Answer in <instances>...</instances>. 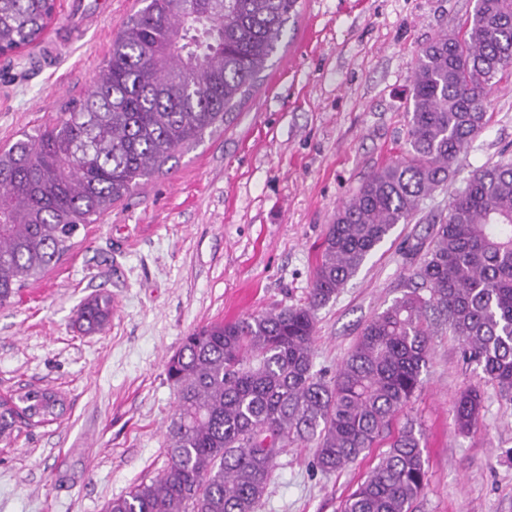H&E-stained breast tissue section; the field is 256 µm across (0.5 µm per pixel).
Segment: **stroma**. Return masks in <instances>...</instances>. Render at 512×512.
Here are the masks:
<instances>
[{
    "label": "stroma",
    "mask_w": 512,
    "mask_h": 512,
    "mask_svg": "<svg viewBox=\"0 0 512 512\" xmlns=\"http://www.w3.org/2000/svg\"><path fill=\"white\" fill-rule=\"evenodd\" d=\"M475 0H298L270 66L222 133L80 231L73 250L0 306V399L51 388L62 419L21 425L0 442V512H103L158 476L175 408L165 365L195 329L306 301L336 208L406 139L410 77L422 48L461 25ZM43 42L67 40L51 68L42 48L0 56V144L84 96L136 0H112L73 33L94 0H57ZM97 12V11H96ZM491 120L452 178L399 224L336 297L316 312L314 369L332 378L365 323L401 297L434 222L473 171L512 158V79L493 84ZM112 297V321L83 335L84 298ZM476 386L484 408L458 432L453 405ZM424 433L428 484L413 512H512V403L447 328L430 341L422 387L398 422ZM363 459L326 475L313 450L280 454L258 512H340Z\"/></svg>",
    "instance_id": "stroma-1"
}]
</instances>
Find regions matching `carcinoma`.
<instances>
[{"mask_svg": "<svg viewBox=\"0 0 512 512\" xmlns=\"http://www.w3.org/2000/svg\"><path fill=\"white\" fill-rule=\"evenodd\" d=\"M112 40L86 95L0 145V305L44 277L80 230L112 211L183 150L224 130V116L257 84L297 0H140ZM56 0H0V55L36 46ZM512 75V0H475L474 12L417 58L406 149L336 209L308 300L207 325L166 363L176 411L170 463L105 512H256L279 454L314 448L323 473L386 445L341 512H411L427 482L423 433L394 432L421 386L433 322L512 402V160L477 169L433 226L401 297L372 317L331 380L313 371L315 311L353 277L420 202L448 182L459 154L490 116L486 90ZM112 301H84L74 324L102 330ZM483 398L456 399L460 432ZM49 388L0 400V440L19 424L59 419Z\"/></svg>", "mask_w": 512, "mask_h": 512, "instance_id": "carcinoma-1", "label": "carcinoma"}]
</instances>
